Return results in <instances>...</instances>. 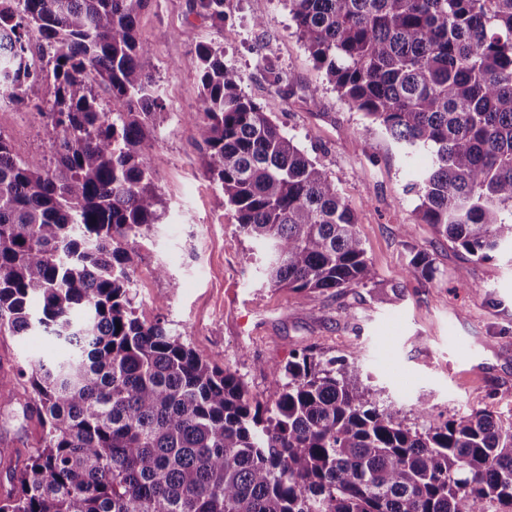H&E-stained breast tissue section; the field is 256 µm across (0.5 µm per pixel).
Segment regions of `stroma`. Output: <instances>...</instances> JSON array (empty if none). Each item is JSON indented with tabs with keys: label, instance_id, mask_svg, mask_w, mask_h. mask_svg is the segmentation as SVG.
<instances>
[{
	"label": "stroma",
	"instance_id": "stroma-1",
	"mask_svg": "<svg viewBox=\"0 0 512 512\" xmlns=\"http://www.w3.org/2000/svg\"><path fill=\"white\" fill-rule=\"evenodd\" d=\"M138 29L152 47L163 104L150 157L166 206L134 257L138 315L186 333L198 355L237 371L263 402L272 399L268 366L309 350L322 360L354 356V372L373 399L408 418L424 406L434 422L480 411L512 421V253L473 260L418 221L419 200L407 186L430 154L406 151L339 96L299 39L288 0H233L220 30L193 12L190 0H151ZM202 42L223 47L225 62L244 76L245 94L335 182L356 216L375 284L300 294L268 287L262 256L246 261L253 245L210 183L187 118L199 105L195 52ZM270 64L288 84L270 85ZM314 90L316 109L308 102ZM52 93V80L36 83L28 104L0 112V134L15 155L50 156L34 106ZM419 251L432 258L434 276L409 272ZM160 267L165 276L157 275ZM61 354L46 335H0L3 373ZM38 439L36 416L20 405L0 416V441L13 450L0 460V492Z\"/></svg>",
	"mask_w": 512,
	"mask_h": 512
}]
</instances>
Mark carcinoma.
<instances>
[{
  "label": "carcinoma",
  "instance_id": "carcinoma-1",
  "mask_svg": "<svg viewBox=\"0 0 512 512\" xmlns=\"http://www.w3.org/2000/svg\"><path fill=\"white\" fill-rule=\"evenodd\" d=\"M145 2L0 0V102L54 79L36 106L54 161L17 157L0 134V334L65 348L0 373V406L20 387L42 427L0 512H512V423L477 412L420 429L347 362L306 352L269 367L274 399L262 403L183 334L138 316L135 247L165 215L148 152L163 106L138 35ZM230 2L193 8L221 29ZM288 2L340 96L430 152L408 185L419 221L477 261L512 249V0ZM196 58L189 119L267 283L375 282L333 180L245 95L223 48L200 43ZM409 265L432 273L425 253Z\"/></svg>",
  "mask_w": 512,
  "mask_h": 512
}]
</instances>
